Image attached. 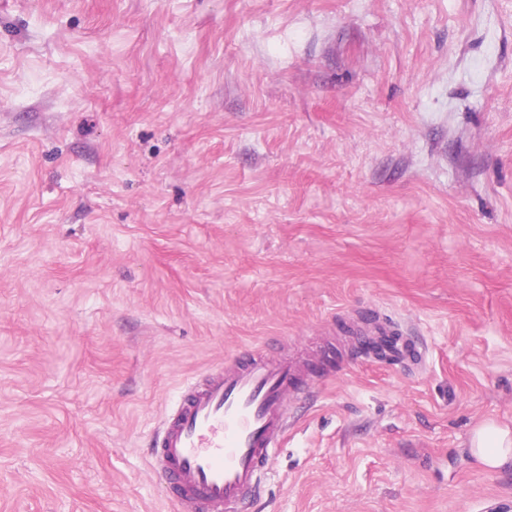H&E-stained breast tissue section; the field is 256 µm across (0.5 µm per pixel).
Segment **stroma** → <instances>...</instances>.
Segmentation results:
<instances>
[{"label": "stroma", "mask_w": 512, "mask_h": 512, "mask_svg": "<svg viewBox=\"0 0 512 512\" xmlns=\"http://www.w3.org/2000/svg\"><path fill=\"white\" fill-rule=\"evenodd\" d=\"M255 347L326 355L255 512L512 505V0H0V512H178ZM470 454L483 466L500 469L512 462V428L496 420L475 427L468 440Z\"/></svg>", "instance_id": "stroma-1"}]
</instances>
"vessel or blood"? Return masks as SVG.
<instances>
[{
	"instance_id": "1",
	"label": "vessel or blood",
	"mask_w": 512,
	"mask_h": 512,
	"mask_svg": "<svg viewBox=\"0 0 512 512\" xmlns=\"http://www.w3.org/2000/svg\"><path fill=\"white\" fill-rule=\"evenodd\" d=\"M309 364L246 351L192 387L162 425L153 465L183 512H252L290 424L309 396Z\"/></svg>"
}]
</instances>
